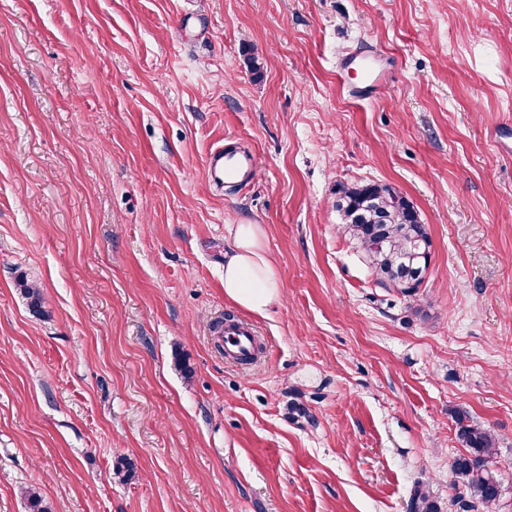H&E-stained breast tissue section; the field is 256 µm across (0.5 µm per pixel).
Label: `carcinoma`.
<instances>
[{
  "mask_svg": "<svg viewBox=\"0 0 512 512\" xmlns=\"http://www.w3.org/2000/svg\"><path fill=\"white\" fill-rule=\"evenodd\" d=\"M336 209L344 215V232L357 242L379 284L405 297L416 296L431 259L432 241L427 225L408 207L393 203L389 186L379 183L342 186ZM20 294L36 315L44 314L40 289L24 277ZM454 430L464 451L450 464L452 505L459 512H494L504 488L492 459L495 436L463 410L452 413ZM409 512H440L425 489L413 495Z\"/></svg>",
  "mask_w": 512,
  "mask_h": 512,
  "instance_id": "carcinoma-1",
  "label": "carcinoma"
}]
</instances>
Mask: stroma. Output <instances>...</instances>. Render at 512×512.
I'll list each match as a JSON object with an SVG mask.
<instances>
[{
    "label": "stroma",
    "instance_id": "1",
    "mask_svg": "<svg viewBox=\"0 0 512 512\" xmlns=\"http://www.w3.org/2000/svg\"><path fill=\"white\" fill-rule=\"evenodd\" d=\"M374 47L388 85L352 99L340 59ZM507 125L512 0H0V512H407L419 486L455 512L452 408L494 431L512 512ZM219 146L247 183L206 177ZM368 181L429 227L414 298L339 230ZM246 222L262 314L224 294ZM233 247L224 253V294L239 307L262 314L281 299L277 270L258 224H235ZM255 336V331L247 323L242 322V326L224 332V347L227 355L232 357L251 347V339Z\"/></svg>",
    "mask_w": 512,
    "mask_h": 512
}]
</instances>
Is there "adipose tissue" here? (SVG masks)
<instances>
[{
	"instance_id": "adipose-tissue-1",
	"label": "adipose tissue",
	"mask_w": 512,
	"mask_h": 512,
	"mask_svg": "<svg viewBox=\"0 0 512 512\" xmlns=\"http://www.w3.org/2000/svg\"><path fill=\"white\" fill-rule=\"evenodd\" d=\"M233 247L224 254V293L239 307L261 314L281 299L277 270L260 225L238 224Z\"/></svg>"
}]
</instances>
